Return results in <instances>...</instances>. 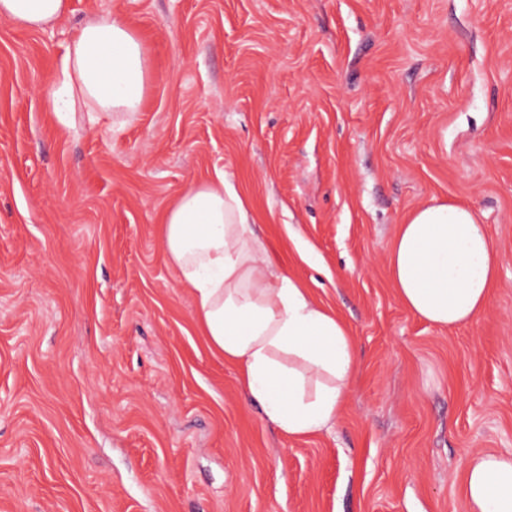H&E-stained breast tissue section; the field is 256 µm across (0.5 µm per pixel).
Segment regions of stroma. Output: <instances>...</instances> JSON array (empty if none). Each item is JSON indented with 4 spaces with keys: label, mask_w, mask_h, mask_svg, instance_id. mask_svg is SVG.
Masks as SVG:
<instances>
[{
    "label": "stroma",
    "mask_w": 512,
    "mask_h": 512,
    "mask_svg": "<svg viewBox=\"0 0 512 512\" xmlns=\"http://www.w3.org/2000/svg\"><path fill=\"white\" fill-rule=\"evenodd\" d=\"M0 20V512H465L512 453V0H72ZM119 13L155 79L128 124L66 129L44 83ZM224 170L277 262L346 324L331 430L287 436L212 353L160 243ZM473 208L486 311L407 310L387 252L416 207ZM71 12V0H0L1 20L28 31L53 27ZM466 512H512V454L479 452L463 479Z\"/></svg>",
    "instance_id": "obj_1"
}]
</instances>
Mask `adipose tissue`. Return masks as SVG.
I'll list each match as a JSON object with an SVG mask.
<instances>
[{
    "label": "adipose tissue",
    "instance_id": "obj_1",
    "mask_svg": "<svg viewBox=\"0 0 512 512\" xmlns=\"http://www.w3.org/2000/svg\"><path fill=\"white\" fill-rule=\"evenodd\" d=\"M71 0H0V19L28 31L55 26ZM150 56L118 14L87 18L49 74L45 100L65 128L139 112ZM166 261L189 288L209 349L234 363L267 417L288 435L330 429L355 373L345 323L289 276L256 233L248 202L224 170L190 184L167 208ZM502 255L469 207L434 202L400 224L387 253L393 286L421 319L453 328L482 314ZM466 512H512V454L470 456Z\"/></svg>",
    "mask_w": 512,
    "mask_h": 512
}]
</instances>
